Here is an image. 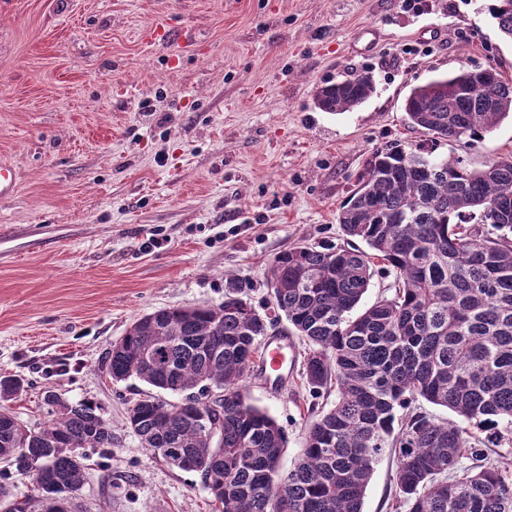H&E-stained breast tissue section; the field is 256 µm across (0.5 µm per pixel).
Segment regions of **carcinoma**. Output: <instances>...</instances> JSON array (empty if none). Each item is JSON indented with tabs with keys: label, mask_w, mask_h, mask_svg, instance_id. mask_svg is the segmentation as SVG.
I'll return each instance as SVG.
<instances>
[{
	"label": "carcinoma",
	"mask_w": 512,
	"mask_h": 512,
	"mask_svg": "<svg viewBox=\"0 0 512 512\" xmlns=\"http://www.w3.org/2000/svg\"><path fill=\"white\" fill-rule=\"evenodd\" d=\"M485 8L512 38V0ZM373 92L361 74L320 87L316 104L347 112ZM404 110L431 143L473 145L512 118V82L491 66L463 69L413 90ZM337 221L340 242L292 245L273 259L270 314L231 284L217 307L162 308L134 321L108 352L106 373L177 400L133 401L127 426L142 447L198 473L218 512H362L385 456L396 465L395 512H512V467L491 459L512 437V157L474 169L422 146L376 148ZM378 263L394 293L359 312ZM271 331L307 342L311 391L336 389L286 473V434L242 390ZM22 390L20 379L0 376V463L33 475L36 494L19 501L0 483V512H56L59 499L82 512L83 450L112 447V426L93 405L47 390L59 409L29 427L9 406ZM419 401L485 436L435 420Z\"/></svg>",
	"instance_id": "1"
}]
</instances>
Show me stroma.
<instances>
[{
    "mask_svg": "<svg viewBox=\"0 0 512 512\" xmlns=\"http://www.w3.org/2000/svg\"><path fill=\"white\" fill-rule=\"evenodd\" d=\"M0 0V161L19 171L0 201V375L27 388L28 426L43 397L90 403L117 445L91 450L80 492L87 512H213L197 473L142 448L130 401L149 393L100 367L130 325L153 310L217 306L228 281L259 312L267 275L292 244L332 242L336 215L372 149L423 140L404 103L414 87L459 69L512 80V40L484 0ZM185 31L186 46L146 39ZM377 31L357 47L361 28ZM370 73L371 97L320 111L317 87ZM436 154L473 168L512 156V121ZM161 246H148L152 234ZM288 390L248 376L249 401L284 430L290 468L313 413L306 350L290 337ZM395 463L378 464L363 512H392ZM111 486H104V476Z\"/></svg>",
    "mask_w": 512,
    "mask_h": 512,
    "instance_id": "35a3bbf8",
    "label": "stroma"
}]
</instances>
